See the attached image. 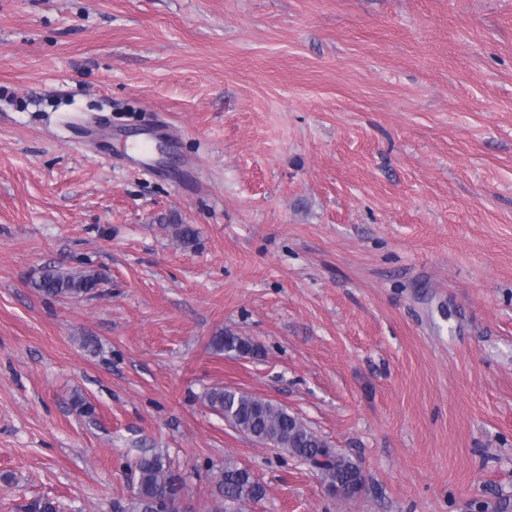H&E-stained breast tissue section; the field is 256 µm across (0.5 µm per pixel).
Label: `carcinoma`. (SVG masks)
<instances>
[{
    "mask_svg": "<svg viewBox=\"0 0 512 512\" xmlns=\"http://www.w3.org/2000/svg\"><path fill=\"white\" fill-rule=\"evenodd\" d=\"M101 281L94 272L74 273L58 266L44 269L30 281L32 288L53 297L78 298L90 293ZM210 346L217 352L232 353L238 357H254L258 348L231 332L212 337ZM209 407L221 414L236 430L251 436L256 442L265 437L278 441L285 455L299 459L334 489L355 490L365 481L360 465L350 456L331 445L297 415L276 402L239 390L214 387L205 393ZM136 491L130 506L121 512H161L166 498L185 494L186 483L156 453H143L135 462ZM264 496L263 486L250 471L231 461L217 479V495L210 512H224V503L236 505L235 512L249 501Z\"/></svg>",
    "mask_w": 512,
    "mask_h": 512,
    "instance_id": "1",
    "label": "carcinoma"
}]
</instances>
